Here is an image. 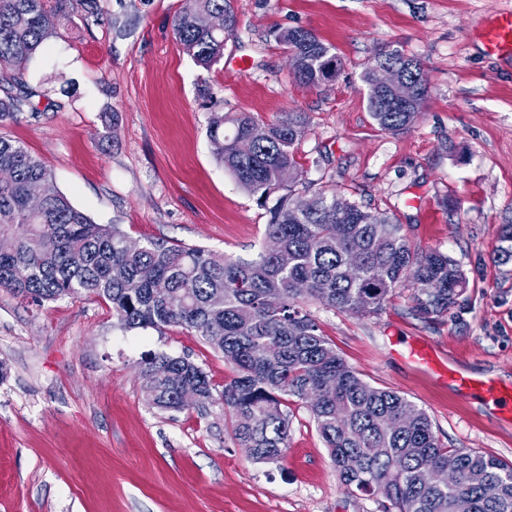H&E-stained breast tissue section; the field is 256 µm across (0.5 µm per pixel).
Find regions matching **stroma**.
<instances>
[{
    "mask_svg": "<svg viewBox=\"0 0 512 512\" xmlns=\"http://www.w3.org/2000/svg\"><path fill=\"white\" fill-rule=\"evenodd\" d=\"M182 3L100 0V21L73 15L25 65L49 107L0 136L40 157L95 223L251 260L269 215L217 160L208 114L302 113L294 151L311 190L389 215L412 247H439L467 277L438 320L417 316L406 288L369 316L306 311L365 381L425 410L447 447L512 462V418L406 355L421 347L512 385V264L495 260L496 227L512 223V60L479 39L512 0H235L238 30L209 70L175 39ZM279 28L331 46L335 77L300 84ZM384 49L418 58L428 86L397 134L373 120L362 81ZM153 354L189 358L219 388L233 375L180 329L123 328L103 299L38 307L0 291V512H383V498L341 484L304 404L289 402L274 462L238 447L220 403L149 405L139 372Z\"/></svg>",
    "mask_w": 512,
    "mask_h": 512,
    "instance_id": "1",
    "label": "stroma"
}]
</instances>
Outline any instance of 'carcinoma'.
Returning <instances> with one entry per match:
<instances>
[{
    "label": "carcinoma",
    "instance_id": "obj_1",
    "mask_svg": "<svg viewBox=\"0 0 512 512\" xmlns=\"http://www.w3.org/2000/svg\"><path fill=\"white\" fill-rule=\"evenodd\" d=\"M78 12L98 14L97 0H0V84L23 88L27 62L59 24ZM233 0H184L173 20L177 41L209 70L224 58V36L237 32ZM287 50L300 83L328 81L339 65L331 48L305 29L273 32ZM390 66L411 89L400 99L378 82ZM369 112L379 127L400 133L425 103L428 87L420 60L398 49L382 50L362 75ZM31 95L0 99V124L14 122ZM304 130L296 112L264 123L250 112H212L207 136L216 158L270 215L266 238L288 256L265 251L234 260L197 245L147 237L139 249L118 225L96 224L53 184L42 160L0 136V290L39 306L64 298L96 296L112 304L126 329L177 327L224 355L233 377L216 390L201 366L186 357L155 355L140 369L148 402L163 410L216 399L230 417L238 445L256 460L273 462L287 447L288 411L295 398L309 409L341 482L380 495L385 512H512V463L445 446L430 416L395 391L361 378L304 310L316 301L365 316L380 311L400 288L413 291L415 313L429 320L448 315L466 276L461 264L437 248L413 249L401 225L335 193L317 191L311 207L297 206L306 184L294 145ZM251 140L241 156L233 144ZM497 261L512 262V224L496 228ZM458 459L457 485L440 487L425 472ZM483 471L495 497L468 480Z\"/></svg>",
    "mask_w": 512,
    "mask_h": 512
}]
</instances>
